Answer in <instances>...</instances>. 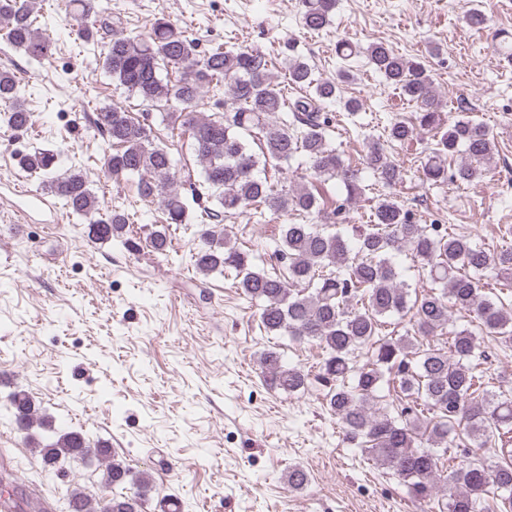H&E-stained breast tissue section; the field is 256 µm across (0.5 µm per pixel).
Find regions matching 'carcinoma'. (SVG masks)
<instances>
[{
	"label": "carcinoma",
	"mask_w": 512,
	"mask_h": 512,
	"mask_svg": "<svg viewBox=\"0 0 512 512\" xmlns=\"http://www.w3.org/2000/svg\"><path fill=\"white\" fill-rule=\"evenodd\" d=\"M336 2L302 0L303 26L315 32L327 29ZM66 7L77 38L100 44L102 67L112 80L141 102L162 108V120L171 128L189 132L202 166L200 186L211 191L217 205L204 209L208 220L253 204L275 213L321 214L308 189H289L254 174L260 161L242 138L243 131H258L269 158L288 163L302 154L315 176L338 180L346 197L332 215H340L359 194V169L344 164L327 144L328 117L322 112L324 104L339 97L340 83L350 79L348 67H341L334 80H316L302 58L286 57L288 83L310 90L290 104L259 50L218 45L200 52L186 31L164 18L155 20L146 37L125 36L99 15L94 0H68ZM0 20L12 47L40 63L52 58V42L36 27L35 0H0ZM366 54L386 84L416 106L414 118L390 121L387 139L405 144L424 130L436 137L421 163L420 179L432 185L482 182L495 163V144L486 127L466 112L443 125L422 62L383 43L369 45ZM212 84L226 86L224 113L213 117L199 110L202 93ZM287 107L293 123L275 119ZM0 120L14 131L34 123L15 77L5 70L0 71ZM94 124L112 141V152L101 165L104 178L118 182L138 176L140 195L160 198L164 223H187L188 206L170 148L155 142L152 128L133 121L117 104L96 113ZM458 154L464 161L448 171V160ZM363 162L383 187L401 180L400 166L378 142L368 145ZM55 163L56 155L49 150L20 157L21 167L39 175L46 190L72 213L89 219L91 240L123 238L129 215L118 209L100 212L83 174L74 169L57 175ZM196 235L193 257L201 274L235 270L242 293L259 303L266 332L307 340L323 352L314 374L284 365L273 350L263 352L259 364L267 385L290 394L322 387L346 442L402 480L413 499L439 512H512V461L493 466L470 461L444 473L448 449L470 442L483 446L497 438L502 454H512V389L486 393L482 377L469 365L484 335L512 348V311L499 295L486 294L479 280L491 271L512 285L511 248L490 252L465 236L448 233L444 224H418L388 195L378 200L354 247L327 223L282 225L277 255L288 269L286 279L267 274L259 268L258 256L216 237L207 223L199 224ZM404 249L421 263L431 282L415 297L395 263ZM452 308L475 314L479 331L448 328ZM409 312L411 328L405 335H382L385 318ZM442 336L446 341H440ZM9 405L19 431L46 423L23 389L10 395ZM35 451L45 471L90 453L104 465L103 494L90 498L75 488L67 512H144L148 475L133 477L107 444L93 445L83 432L72 430L37 442ZM286 478L288 488L296 491L310 482L298 466L289 468ZM127 482L132 492L112 493V487ZM441 482L453 488L446 502L439 500Z\"/></svg>",
	"instance_id": "cac0c4a2"
}]
</instances>
